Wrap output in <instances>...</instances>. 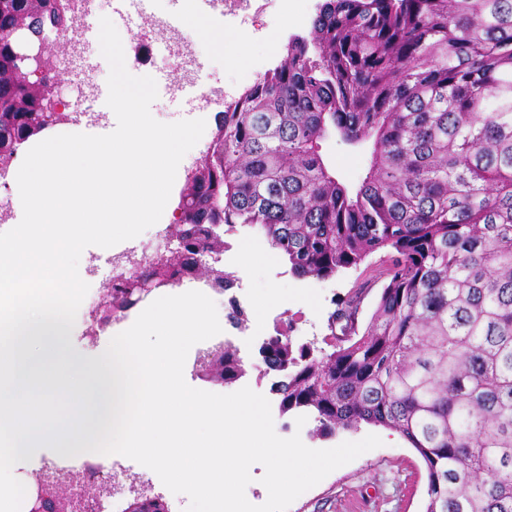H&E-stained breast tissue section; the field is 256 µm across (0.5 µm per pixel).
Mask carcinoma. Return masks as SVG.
<instances>
[{"label": "carcinoma", "instance_id": "carcinoma-1", "mask_svg": "<svg viewBox=\"0 0 512 512\" xmlns=\"http://www.w3.org/2000/svg\"><path fill=\"white\" fill-rule=\"evenodd\" d=\"M42 8L0 0L35 31ZM53 93L16 88L0 47V131L35 136ZM333 137L369 154L354 188L322 158ZM178 208L177 281L188 263L209 275L212 224L262 233L298 278L387 252L364 332L366 284L330 313L329 350L264 340L279 408L318 435L399 432L426 467L424 512H512V0H322L309 34L225 104ZM108 299L136 304L122 287ZM201 359L226 384L244 375L228 341Z\"/></svg>", "mask_w": 512, "mask_h": 512}]
</instances>
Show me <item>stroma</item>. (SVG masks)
<instances>
[{
  "label": "stroma",
  "mask_w": 512,
  "mask_h": 512,
  "mask_svg": "<svg viewBox=\"0 0 512 512\" xmlns=\"http://www.w3.org/2000/svg\"><path fill=\"white\" fill-rule=\"evenodd\" d=\"M318 3L319 0H310L307 10L301 12L296 22L288 25L281 18L278 0H261L259 6L244 14L220 18L218 24L227 38L245 35V45L239 51L231 48L223 52L212 50L194 26L183 25L184 35L204 61L205 87L239 96L252 85L253 71L264 73L281 62L290 36L307 35ZM116 28L126 56H139L152 77L162 76L173 82L179 80V71L167 67L163 49L147 50L124 23H117ZM321 153L342 182L354 185L363 178L367 161L361 153L333 138L323 142ZM126 252L119 248L111 253H102L90 246L81 254L79 271L88 283L89 291L78 309L69 336V351L73 359L94 360L107 349L114 331L131 323L140 313L135 307L126 312L123 320L100 331L95 328L94 311L104 295V285L112 275L114 264L123 261ZM385 258V252H377L359 267L342 270L331 278L304 280L294 277L285 260L273 250L257 253L247 269H235V287L213 297L218 318L224 323L222 338L236 346L245 363L246 374L230 385L203 381L195 370L197 349H190L188 353L184 377L190 386L218 394H229L247 386L267 396L274 429L280 437L300 435L303 443L313 449L355 442L370 434L381 438V446L331 472L301 494L288 512H423L427 491L426 468L419 454L400 433L384 427L364 426L357 431L339 430L328 437L313 435V420H306L300 426L296 423L295 413H281L279 399L271 391L278 375L266 372L259 354L266 336L272 335L278 327L287 328L294 346L311 343L322 347V339L328 332V317L336 302L366 281L370 282L371 288L363 301L359 323L367 325L382 288L374 275ZM234 298L241 302L248 329L238 328L227 319L230 301ZM97 460L110 472L140 478L150 494L161 496L166 501L170 512H186L188 497L171 493L149 468L136 462L128 463L126 457L118 454H101Z\"/></svg>",
  "instance_id": "1"
}]
</instances>
